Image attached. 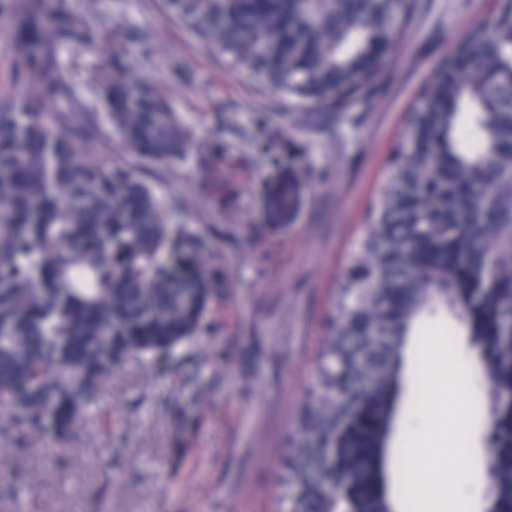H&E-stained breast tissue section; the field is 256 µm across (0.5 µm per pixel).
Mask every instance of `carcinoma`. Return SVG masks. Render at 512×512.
Segmentation results:
<instances>
[{
	"label": "carcinoma",
	"mask_w": 512,
	"mask_h": 512,
	"mask_svg": "<svg viewBox=\"0 0 512 512\" xmlns=\"http://www.w3.org/2000/svg\"><path fill=\"white\" fill-rule=\"evenodd\" d=\"M230 70L311 119L361 100L385 74L417 0H161ZM22 92L0 93V415L7 431L64 445L128 362L152 364L195 341L222 287L203 236L168 223L139 174L172 167L191 146L153 86L106 60L92 76L99 111L50 112L67 93L69 42L92 45L98 17L64 0H10ZM466 56L471 67L456 72ZM406 126L413 141L390 176L359 255L341 278L314 384L284 460L293 512H390L383 480L402 386L405 340L444 309L488 359L476 418L496 415L512 449V0L469 28L429 73ZM122 155L87 161L80 140L105 133ZM487 495L512 500L504 459Z\"/></svg>",
	"instance_id": "obj_1"
}]
</instances>
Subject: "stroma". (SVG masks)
Segmentation results:
<instances>
[{"label": "stroma", "mask_w": 512, "mask_h": 512, "mask_svg": "<svg viewBox=\"0 0 512 512\" xmlns=\"http://www.w3.org/2000/svg\"><path fill=\"white\" fill-rule=\"evenodd\" d=\"M500 0H419L381 81L338 122L295 124L288 104L243 71H226L160 0H69L74 15L96 7L98 51L61 48L73 102L94 111L88 83L102 54L151 83L179 113L193 145L152 179L174 224L202 232L224 287L204 335L168 358L166 371L125 365L75 431L66 453L55 440L0 438V512H274L289 436L327 340L332 290L362 239L366 215L403 140L408 113L439 59ZM446 311L426 317L421 350L406 346L393 441L391 496L413 494L416 450L431 422L430 381L451 376L448 408L464 424L457 453L436 464L455 477L456 512H480L476 471L483 431L470 412L485 378L463 382L475 351ZM25 483L21 499L11 473Z\"/></svg>", "instance_id": "1"}]
</instances>
